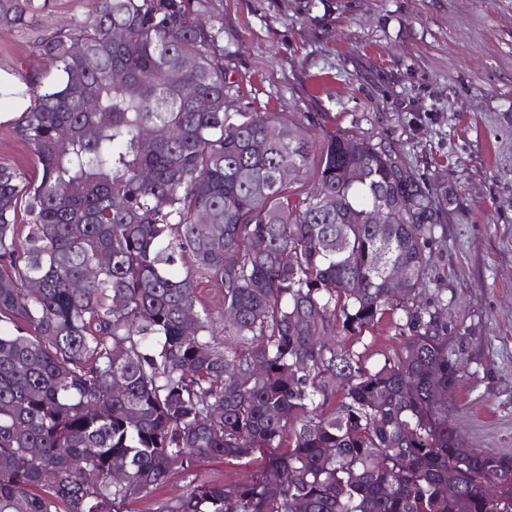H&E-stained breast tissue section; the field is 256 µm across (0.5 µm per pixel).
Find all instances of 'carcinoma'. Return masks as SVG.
Segmentation results:
<instances>
[{
	"instance_id": "1",
	"label": "carcinoma",
	"mask_w": 512,
	"mask_h": 512,
	"mask_svg": "<svg viewBox=\"0 0 512 512\" xmlns=\"http://www.w3.org/2000/svg\"><path fill=\"white\" fill-rule=\"evenodd\" d=\"M92 4L35 37L54 78L14 71L40 176L0 165V512H130L174 466L264 448L284 452L156 512H512V457L448 422L464 367L422 302L441 223L425 180L387 141L234 108L223 23L197 22L210 0ZM36 10L0 0V28ZM148 127L174 136L145 150ZM386 320L406 343L374 368L326 340Z\"/></svg>"
}]
</instances>
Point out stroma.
I'll return each mask as SVG.
<instances>
[{
  "label": "stroma",
  "instance_id": "obj_1",
  "mask_svg": "<svg viewBox=\"0 0 512 512\" xmlns=\"http://www.w3.org/2000/svg\"><path fill=\"white\" fill-rule=\"evenodd\" d=\"M224 65L249 112L399 146L441 204L424 300L465 365L448 420L512 456V0H211ZM47 72L30 35L0 29V72ZM0 98V164L36 171ZM385 323L353 340L367 366L402 352Z\"/></svg>",
  "mask_w": 512,
  "mask_h": 512
}]
</instances>
